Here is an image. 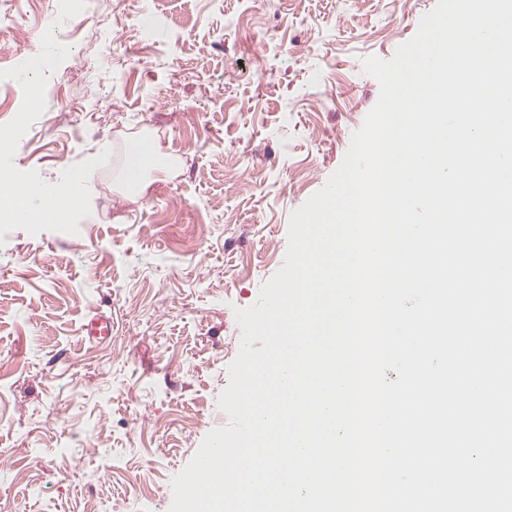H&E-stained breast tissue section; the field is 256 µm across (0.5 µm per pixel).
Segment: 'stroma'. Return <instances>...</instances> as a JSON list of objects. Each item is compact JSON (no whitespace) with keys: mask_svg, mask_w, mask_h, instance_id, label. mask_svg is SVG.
Instances as JSON below:
<instances>
[{"mask_svg":"<svg viewBox=\"0 0 512 512\" xmlns=\"http://www.w3.org/2000/svg\"><path fill=\"white\" fill-rule=\"evenodd\" d=\"M436 5L86 0L65 21L70 54L13 163L55 183L113 154L78 233L0 245V512H169L173 477L229 422L235 308L281 268L292 212L378 99L363 58L391 59ZM58 11L0 0V70L39 51ZM143 135L162 166L132 194L119 175ZM98 311L112 332L85 340Z\"/></svg>","mask_w":512,"mask_h":512,"instance_id":"stroma-1","label":"stroma"}]
</instances>
